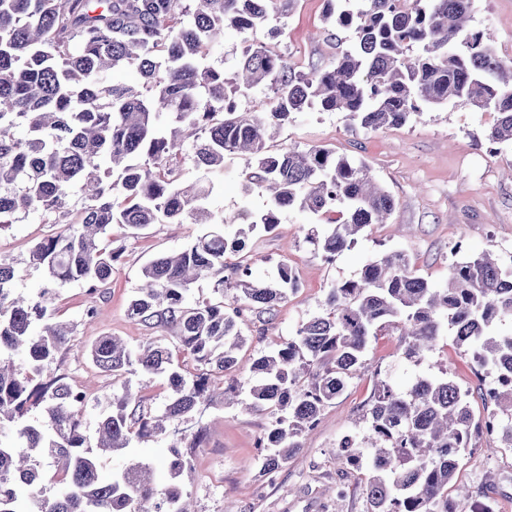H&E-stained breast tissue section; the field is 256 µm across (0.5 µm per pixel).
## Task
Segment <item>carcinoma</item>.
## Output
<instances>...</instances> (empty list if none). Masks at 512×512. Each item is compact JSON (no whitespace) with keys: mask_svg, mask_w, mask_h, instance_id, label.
Here are the masks:
<instances>
[{"mask_svg":"<svg viewBox=\"0 0 512 512\" xmlns=\"http://www.w3.org/2000/svg\"><path fill=\"white\" fill-rule=\"evenodd\" d=\"M297 2L0 0V224L31 213L68 218L29 253L49 283H83L95 302L120 256L112 249L116 227L137 235L187 218L236 227L232 236L206 232L174 256L151 259L130 301L133 319L174 333L195 372L185 374L171 350L153 341L135 349L114 336L95 342V364L122 388L98 423L102 451L126 449L134 437L161 433L167 420L212 401L237 364L248 317L271 321L278 304L299 291L286 263L272 280L253 277L242 256L248 234L274 230L288 211L317 215L322 223L310 225L305 241L330 263L394 211L393 196L365 161L326 147L272 152L270 129L316 109L343 112L350 124L375 131L405 125L424 105L454 101L494 113L490 143L512 142V59L496 54L489 33L468 28L472 0H323L324 20L353 36L329 64L308 73L264 42L245 46L230 74L206 62L228 29L277 36L270 17L291 14ZM124 64L137 67L140 87L109 80ZM261 87L272 93L264 106L239 111V97ZM21 126L24 138L15 135ZM237 158L246 161L244 196L261 194L266 207L213 212L205 201L214 179ZM188 160L205 182L183 181ZM76 183L89 196L74 213L68 199ZM201 277L218 297L190 305L191 285ZM13 278V262L1 256L0 512H189L181 477L193 464L180 439L168 456L132 458L112 480L100 479L99 457L78 418L85 395L61 377L34 383L52 371L71 326L55 320L54 289L22 297L10 288ZM226 289L236 293L230 307ZM505 318H512V267L498 256L456 262L444 287L419 274L402 251L368 259L359 279L332 284L323 311L288 339L267 342L250 366L249 407L279 413L257 441L262 473H276L301 448L302 434L368 368L370 339L393 331L403 336L408 360L432 353L447 335L459 347L477 346L475 364L501 381L496 405L512 411V334L496 331ZM134 365L166 380L162 415L144 412L143 397L132 393L125 374ZM34 407L43 421L27 424ZM363 421L337 448L353 462L371 449L360 478L368 512H485L450 506L448 487L472 433L497 431L512 448V419L493 426L475 419L448 362L404 390L378 382ZM43 457L57 463L59 489L50 498L43 496ZM158 469L169 475L163 487L154 480Z\"/></svg>","mask_w":512,"mask_h":512,"instance_id":"1","label":"carcinoma"}]
</instances>
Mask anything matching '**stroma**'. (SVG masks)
<instances>
[{
  "mask_svg": "<svg viewBox=\"0 0 512 512\" xmlns=\"http://www.w3.org/2000/svg\"><path fill=\"white\" fill-rule=\"evenodd\" d=\"M323 0H300L287 17H272L271 27L281 29L277 39L267 32L256 35L226 31L222 45L208 61L231 69L252 39L271 40L273 47L288 57L296 70L307 72L327 63L332 55L348 45L351 31L339 30L321 19ZM474 28L491 34V45L505 59L512 58V0H474ZM494 116L457 103L423 107L421 114L402 127L368 131L350 126L343 113L309 110L288 127L275 131L277 144L308 149L325 146L337 154L363 159L377 181L394 197L396 209L386 224L368 227L356 247L326 262L313 254L303 237L316 218L295 211L284 214L272 232H257L247 240L256 277L275 273L280 262H287L298 277L301 288L275 311L265 328L251 324L243 333L247 339L238 353L236 371L229 380L241 388L250 385L249 367L263 349L264 339L284 340L303 320L318 314L329 286L358 277L365 261L380 252L404 251L411 265L430 281L448 278L450 266L461 256L489 251L503 254L512 250V144L489 152L485 133ZM244 160L226 167L223 179L216 181L207 200L216 212H231L241 202L262 208L266 200L259 195L244 196ZM57 225L43 216L32 215L0 228V256L12 260V286L22 296L35 295L46 282L40 269L29 262V250L53 235ZM206 230L205 225L183 222L154 224L144 235L133 237L116 233L114 247L122 251L112 282L94 302L93 318L83 311L90 303L87 288L69 283L59 289V320L74 326L71 340L57 357L53 375L80 387L86 401L80 409L88 437H95L101 417L112 404V377L99 370L90 350L101 336L111 335L135 347L146 340L174 347L170 330L150 328L129 318L128 305L141 284V269L152 257L181 250ZM461 252H454L455 243ZM449 362L454 379L471 390V408L483 417L494 409L481 399L480 382L474 373L470 352L452 345L441 346L436 354L414 363L403 356L399 334L371 339L368 348L369 372L352 379L334 404L326 407L317 425L303 434L302 446L275 478L260 471L257 440L271 423L266 411H250L223 400L201 406L198 413L167 423L164 434L150 433L133 439L129 448L104 453L101 475L113 471L131 457H162L165 441L190 435L197 426L207 428L205 442L187 449L193 472L183 481V489L195 512H367L361 470L336 454L341 438L361 430L362 408L381 380L406 388L416 375L433 370L436 359ZM487 435L473 438L457 473L458 480L493 512H512V448L486 451ZM345 483L343 499L331 497L329 489Z\"/></svg>",
  "mask_w": 512,
  "mask_h": 512,
  "instance_id": "35a3bbf8",
  "label": "stroma"
}]
</instances>
